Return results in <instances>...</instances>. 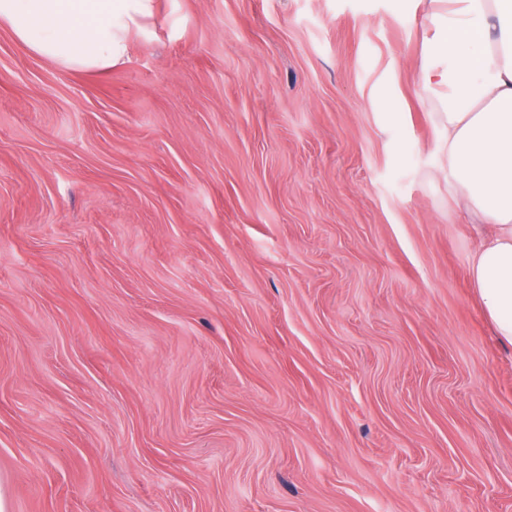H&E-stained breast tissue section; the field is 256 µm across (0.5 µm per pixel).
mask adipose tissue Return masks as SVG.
I'll list each match as a JSON object with an SVG mask.
<instances>
[{"instance_id": "obj_1", "label": "adipose tissue", "mask_w": 512, "mask_h": 512, "mask_svg": "<svg viewBox=\"0 0 512 512\" xmlns=\"http://www.w3.org/2000/svg\"><path fill=\"white\" fill-rule=\"evenodd\" d=\"M419 65L437 112L444 173L462 211L496 232L482 241L472 280L512 344V0H437ZM154 0H0V26L69 71L122 62Z\"/></svg>"}]
</instances>
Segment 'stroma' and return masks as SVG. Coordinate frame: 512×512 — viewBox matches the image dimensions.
I'll return each instance as SVG.
<instances>
[{"mask_svg":"<svg viewBox=\"0 0 512 512\" xmlns=\"http://www.w3.org/2000/svg\"><path fill=\"white\" fill-rule=\"evenodd\" d=\"M428 0L0 28L9 512H512V344L417 64ZM154 0H0V25L35 55L69 71L122 62Z\"/></svg>","mask_w":512,"mask_h":512,"instance_id":"stroma-1","label":"stroma"}]
</instances>
